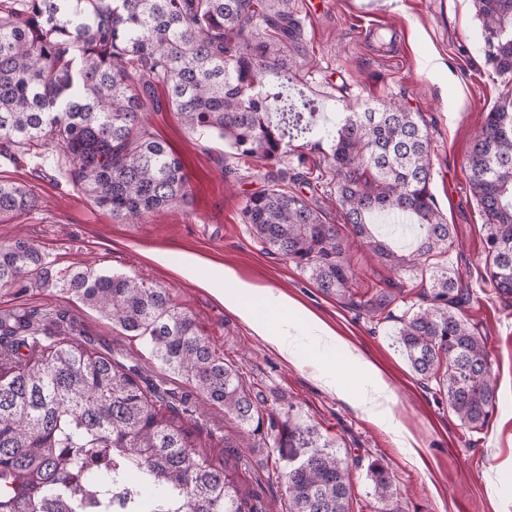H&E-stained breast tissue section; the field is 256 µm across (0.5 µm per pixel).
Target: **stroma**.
I'll list each match as a JSON object with an SVG mask.
<instances>
[{"label":"stroma","mask_w":512,"mask_h":512,"mask_svg":"<svg viewBox=\"0 0 512 512\" xmlns=\"http://www.w3.org/2000/svg\"><path fill=\"white\" fill-rule=\"evenodd\" d=\"M301 26L299 65L290 74L289 95L309 102L313 128L294 141L291 156H304L309 179L295 188L328 223H342L336 203V172L330 139L320 136L337 114L389 101L422 113L431 138V190L453 226L450 272L470 291L463 316L487 338L499 398L486 427L469 432L449 410L434 383L421 381L394 342L396 323L357 315L341 300L320 293L308 272L266 251L241 219L246 198L266 186L261 163L235 156L223 141L189 132L170 108L150 113L151 131L183 160L189 176L187 203L121 221L99 209L68 180L55 161L10 151L0 153V179L24 185L37 198L30 212L0 223V242L30 238L56 265L77 264L129 273L170 289L202 334L238 368L263 413L291 416L316 426L340 455L355 459L352 512H373L365 459L390 472L401 512H512V302L485 287L484 216L469 188L468 155L487 113L497 104L505 80L487 66L481 52V22L472 0H292ZM203 259L196 279L178 272L183 254ZM359 293L411 289V273L395 272L371 260L359 239L349 241ZM259 288L273 289L337 330L345 345L362 352L383 373L395 394L391 423L372 420L356 400L360 381L346 378L338 395L323 388L320 366L342 369L340 350L305 341L294 360L254 336L227 311L204 281L221 283V268ZM68 309L103 352L123 353L127 364L151 382L162 383L174 403L189 402L191 423L202 441L236 445L241 460L235 479L256 491L260 512H288L279 479L287 460L270 475L260 461L264 449L237 420L202 401L181 378L162 371L139 340L95 311L54 288H0V313ZM408 436L402 447L397 431Z\"/></svg>","instance_id":"1"}]
</instances>
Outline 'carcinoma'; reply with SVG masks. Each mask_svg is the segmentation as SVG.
I'll use <instances>...</instances> for the list:
<instances>
[{
	"label": "carcinoma",
	"instance_id": "cac0c4a2",
	"mask_svg": "<svg viewBox=\"0 0 512 512\" xmlns=\"http://www.w3.org/2000/svg\"><path fill=\"white\" fill-rule=\"evenodd\" d=\"M482 51L512 82V0H473ZM290 0H0V145L47 155L71 182L120 220L184 203L182 160L150 132L147 112L166 103L192 133L224 141L267 167L242 221L263 248L306 270L317 288L374 317L394 297H356L348 244L288 182V146L304 129L288 115V73L301 28ZM266 72L281 90L260 88ZM333 141L337 203L371 256L419 279L395 336L412 370L445 392L450 410L483 429L498 387L484 336L460 313L470 294L441 261L453 227L430 189V138L419 112L397 102L345 116ZM469 186L485 217L487 284L512 298V89L487 112L469 155ZM36 199L0 180V221ZM407 216L423 230L391 248L370 219ZM54 287L142 340L151 357L258 436L288 449V512H351L350 465L314 426L263 414L239 370L179 309L167 288L91 268H56L32 240L0 244V287ZM50 322L55 329L49 330ZM66 311L0 316V512H256L234 478L226 445L198 443L185 415L138 370L83 338ZM375 512H398L390 473L370 460Z\"/></svg>",
	"mask_w": 512,
	"mask_h": 512
}]
</instances>
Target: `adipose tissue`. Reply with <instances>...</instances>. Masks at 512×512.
I'll list each match as a JSON object with an SVG mask.
<instances>
[{
  "instance_id": "adipose-tissue-1",
  "label": "adipose tissue",
  "mask_w": 512,
  "mask_h": 512,
  "mask_svg": "<svg viewBox=\"0 0 512 512\" xmlns=\"http://www.w3.org/2000/svg\"><path fill=\"white\" fill-rule=\"evenodd\" d=\"M223 279L235 285L234 290L231 291L223 288L215 291L225 308L239 315L256 336L277 348L285 357H292L297 346L308 336L330 349L335 348L339 343L338 333L313 314L306 316L305 324L301 327L290 321L269 324L246 302L247 296L254 294V286L239 280L235 271L229 267L225 268ZM344 354L347 369L357 372L365 381L358 400L359 406L376 420L387 421L394 398L380 371L356 349L345 348Z\"/></svg>"
}]
</instances>
